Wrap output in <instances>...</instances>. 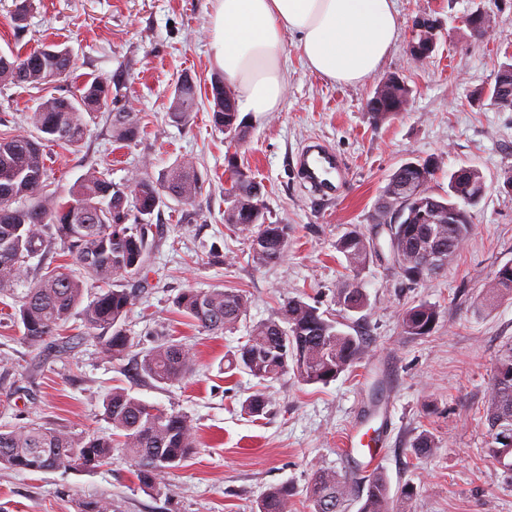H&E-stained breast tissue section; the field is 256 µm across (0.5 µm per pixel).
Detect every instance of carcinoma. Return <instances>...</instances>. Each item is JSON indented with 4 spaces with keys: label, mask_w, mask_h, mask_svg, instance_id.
<instances>
[{
    "label": "carcinoma",
    "mask_w": 512,
    "mask_h": 512,
    "mask_svg": "<svg viewBox=\"0 0 512 512\" xmlns=\"http://www.w3.org/2000/svg\"><path fill=\"white\" fill-rule=\"evenodd\" d=\"M72 73L68 50L43 47L24 56L0 54V83L37 87L63 80ZM214 78L211 85V120L220 131L227 129L242 140L246 136L237 101L223 94ZM197 98L192 79L181 77L175 84L171 112L177 119L187 117ZM488 98L500 112H512V63L498 71ZM112 85L98 79L87 80L72 98H43L32 112L31 123L48 140L62 147L78 148L87 133L92 116L109 106ZM409 103V89L396 79L383 81L367 101V111L376 120H384ZM113 138L117 142L136 139L141 117L136 112L109 113ZM232 193L224 198V223L248 235L250 257L257 265L274 264L287 250L288 225L272 224L266 217L261 183L250 173L228 160ZM415 180L420 172L399 168L389 178L380 202V213L387 232L401 250L398 262L424 273L421 282L431 281L448 269L461 244L470 233L468 207L486 190L485 177L476 167L462 166L448 182V197L441 200L430 188L422 199L433 200V208L398 199L396 182L402 176ZM110 169L90 167L73 185L69 199L51 190L50 168L42 144L37 138L16 135L0 137V296L14 294L24 279L31 259L43 257L55 245L71 257L80 271L62 264L46 268L40 280L25 293L16 320L22 338L31 347L44 344L65 330L70 320L81 317L99 353L115 360L132 347L125 319L133 293L127 288H109L107 284L144 276V251L152 224L149 217L163 202V195L192 201L203 186V175L190 159L173 164L159 182L136 174L131 188H120L109 179ZM465 204L459 219L448 223V201ZM27 205L16 207L14 203ZM134 223H129V220ZM354 270L366 265L376 253L375 242L359 230L347 232L337 244ZM106 285V289L84 302L87 280ZM512 294V264L495 274L481 304L488 306ZM338 302L347 311H359L366 296L357 286L338 289ZM174 306L202 331L221 335L233 330L246 315L248 299L241 291L185 289L174 299ZM438 320L436 307L420 303L407 308L401 316L406 336L429 335ZM340 322L328 320L319 309L300 297H289L278 312L254 324L247 343L234 355L232 366L251 376L277 379L288 372V364L305 384L326 385L353 367L365 355L367 345L360 336L339 328ZM194 367V359L185 346L164 341L147 351L140 369L148 378L162 384L185 379ZM512 347L496 361L486 401L488 448L490 456L503 460L512 456L500 440L512 437ZM267 401L257 394L243 404L251 417L265 413ZM104 417L118 431L116 437L75 435L68 431L31 424L0 428V467L17 472L47 471L59 466L74 470H94L112 458L115 448L122 449L136 466V479L146 488L162 483L164 476L181 466L197 448L193 419L184 412L168 411L146 403L123 389L115 388L103 401ZM293 488L282 483L269 487L258 502V512H290ZM360 502L358 512H389V488L385 477L376 472L367 481L357 474L341 478L322 468L316 469L309 486L310 512H347L350 500Z\"/></svg>",
    "instance_id": "carcinoma-1"
}]
</instances>
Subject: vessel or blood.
I'll use <instances>...</instances> for the list:
<instances>
[{
  "label": "vessel or blood",
  "instance_id": "1",
  "mask_svg": "<svg viewBox=\"0 0 512 512\" xmlns=\"http://www.w3.org/2000/svg\"><path fill=\"white\" fill-rule=\"evenodd\" d=\"M296 173L306 190L323 201L335 199L343 191L346 183V167L342 157L319 140L307 143L298 152ZM372 442V437L358 427L350 429L343 439L346 455L363 456L361 472L365 475L374 470L378 457Z\"/></svg>",
  "mask_w": 512,
  "mask_h": 512
}]
</instances>
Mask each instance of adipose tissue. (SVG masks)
<instances>
[{
	"instance_id": "ef3b65f1",
	"label": "adipose tissue",
	"mask_w": 512,
	"mask_h": 512,
	"mask_svg": "<svg viewBox=\"0 0 512 512\" xmlns=\"http://www.w3.org/2000/svg\"><path fill=\"white\" fill-rule=\"evenodd\" d=\"M400 26L397 0H214L211 46L241 109L271 113L288 81L285 36L311 72L351 85L378 70Z\"/></svg>"
}]
</instances>
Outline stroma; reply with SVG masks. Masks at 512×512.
Returning <instances> with one entry per match:
<instances>
[{"instance_id":"1","label":"stroma","mask_w":512,"mask_h":512,"mask_svg":"<svg viewBox=\"0 0 512 512\" xmlns=\"http://www.w3.org/2000/svg\"><path fill=\"white\" fill-rule=\"evenodd\" d=\"M488 11L496 37L474 40L466 14ZM401 31L378 71L363 83H332L303 64L293 38L285 40L288 86L278 112L245 116L246 139L231 147L210 120L211 81L220 69L211 51L212 0H33L23 29L12 21L13 0H0V51L22 52L58 43L71 48L74 76L39 88L0 85V136H36L29 116L41 99L77 94L82 80L113 81L112 109L133 107L140 136L117 143L107 112L89 122L77 150L43 145L58 194H67L92 164L109 163L113 184L127 186L137 173L160 179L182 159L205 178L192 203L165 197L151 217L147 281L133 301L126 329L133 347L121 360L104 358L86 336L81 319L41 348L29 347L21 329L0 322V426L39 423L78 435L111 434L103 398L128 390L142 401L188 413L198 446L154 490L143 488L121 449L91 471L61 466L18 473L0 468V512H81L85 502L108 497L118 512H255L269 486L295 488L292 512H309L307 488L314 469L345 475L355 464L344 453L348 428L379 429L377 467L387 479L391 505L412 486L411 512H512V468L486 452L485 399L494 365L512 346V295L493 307L478 303L496 271L512 262V112H501L479 90L493 85L512 61V0H398ZM435 19L431 57L414 64L408 52L411 21ZM198 86V106L181 121L170 115L179 77ZM402 78L411 90L406 111L375 120L366 109L378 84ZM322 140L347 168L343 194L331 203L310 197L297 180L292 157ZM265 189L270 222L288 227L283 260L267 266L250 258L246 234L224 222L229 158ZM435 164L432 190H448V176L463 166L486 181L470 207V234L456 260L425 284L407 280L379 253L352 270L337 250L352 229L386 240L379 223L382 190L407 162ZM356 283L365 307L343 309L342 284ZM243 290L250 307L233 331L200 332L176 313L182 290ZM299 296L367 337L370 346L353 368L327 385L302 383L295 372L259 380L229 369L251 326L274 316L286 297ZM435 306L430 335L401 331L402 312L419 303ZM182 342L196 359L184 382L160 384L137 371L141 352L166 339ZM269 401L251 417L242 404L254 394ZM423 436L434 442L413 452Z\"/></svg>"}]
</instances>
